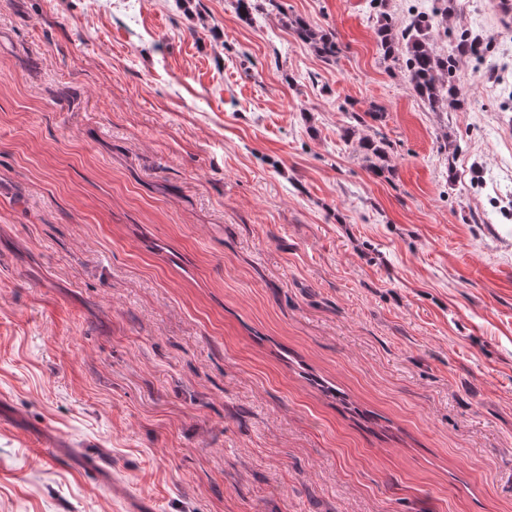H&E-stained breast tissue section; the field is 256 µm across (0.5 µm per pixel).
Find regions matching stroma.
Masks as SVG:
<instances>
[{"label":"stroma","instance_id":"stroma-1","mask_svg":"<svg viewBox=\"0 0 512 512\" xmlns=\"http://www.w3.org/2000/svg\"><path fill=\"white\" fill-rule=\"evenodd\" d=\"M279 2L0 0V512H512V18ZM431 21L418 17L411 25L395 31L392 19L382 15L377 27L378 42L384 60H404L413 92L433 109L454 108L458 104L456 77L462 58L485 52L486 47L468 32L455 38L448 55H437L430 43ZM289 25L298 38L308 44L318 56L326 61L336 59L339 48L331 34L320 29L316 24L300 18L290 19Z\"/></svg>","mask_w":512,"mask_h":512}]
</instances>
